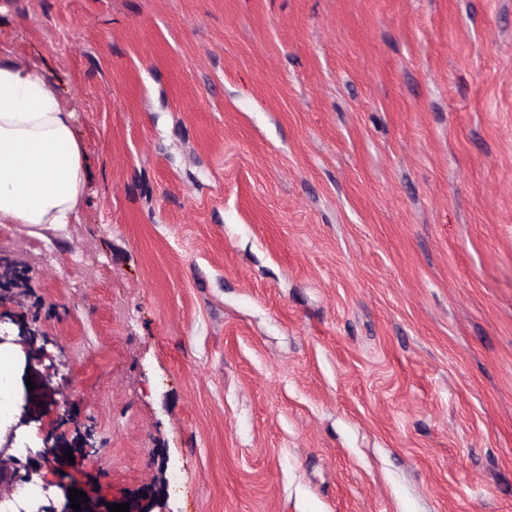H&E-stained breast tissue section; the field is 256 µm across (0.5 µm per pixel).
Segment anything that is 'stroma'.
I'll return each mask as SVG.
<instances>
[{
  "label": "stroma",
  "mask_w": 512,
  "mask_h": 512,
  "mask_svg": "<svg viewBox=\"0 0 512 512\" xmlns=\"http://www.w3.org/2000/svg\"><path fill=\"white\" fill-rule=\"evenodd\" d=\"M0 50L90 168L0 224L17 439L100 449L0 512H512V0H0Z\"/></svg>",
  "instance_id": "obj_1"
}]
</instances>
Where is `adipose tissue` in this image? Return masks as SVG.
Here are the masks:
<instances>
[{"instance_id":"ef3b65f1","label":"adipose tissue","mask_w":512,"mask_h":512,"mask_svg":"<svg viewBox=\"0 0 512 512\" xmlns=\"http://www.w3.org/2000/svg\"><path fill=\"white\" fill-rule=\"evenodd\" d=\"M88 179L74 114L44 70L0 52V224L77 222Z\"/></svg>"}]
</instances>
